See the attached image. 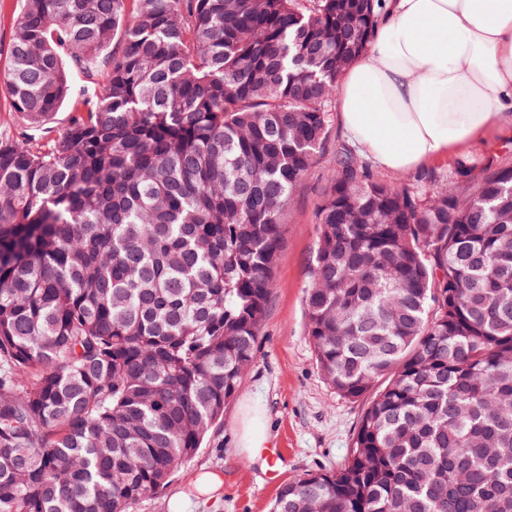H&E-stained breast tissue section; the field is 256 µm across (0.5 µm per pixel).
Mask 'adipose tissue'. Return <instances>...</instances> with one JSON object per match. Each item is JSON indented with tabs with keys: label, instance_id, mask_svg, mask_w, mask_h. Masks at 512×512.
I'll use <instances>...</instances> for the list:
<instances>
[{
	"label": "adipose tissue",
	"instance_id": "obj_1",
	"mask_svg": "<svg viewBox=\"0 0 512 512\" xmlns=\"http://www.w3.org/2000/svg\"><path fill=\"white\" fill-rule=\"evenodd\" d=\"M337 112L379 170L425 168L512 126V0H385Z\"/></svg>",
	"mask_w": 512,
	"mask_h": 512
}]
</instances>
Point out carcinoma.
<instances>
[{
  "mask_svg": "<svg viewBox=\"0 0 512 512\" xmlns=\"http://www.w3.org/2000/svg\"><path fill=\"white\" fill-rule=\"evenodd\" d=\"M381 9L20 0L0 45V512H132L195 458ZM423 181L332 153L307 335L329 386L371 401L345 465L271 512H512V165Z\"/></svg>",
  "mask_w": 512,
  "mask_h": 512,
  "instance_id": "carcinoma-1",
  "label": "carcinoma"
}]
</instances>
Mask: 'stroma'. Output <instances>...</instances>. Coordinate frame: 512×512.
Instances as JSON below:
<instances>
[{"label": "stroma", "instance_id": "stroma-1", "mask_svg": "<svg viewBox=\"0 0 512 512\" xmlns=\"http://www.w3.org/2000/svg\"><path fill=\"white\" fill-rule=\"evenodd\" d=\"M330 120L326 150L294 194L284 218V245L275 288L262 323L256 356L224 416L196 457L160 495L142 499L134 512H270L280 487L294 476L333 471L345 462L368 400L341 397L323 379L307 336L305 291L317 246L315 212L326 189L332 150L343 143ZM266 417L274 467L239 445L246 408ZM203 473L221 475L217 496L194 492Z\"/></svg>", "mask_w": 512, "mask_h": 512}]
</instances>
